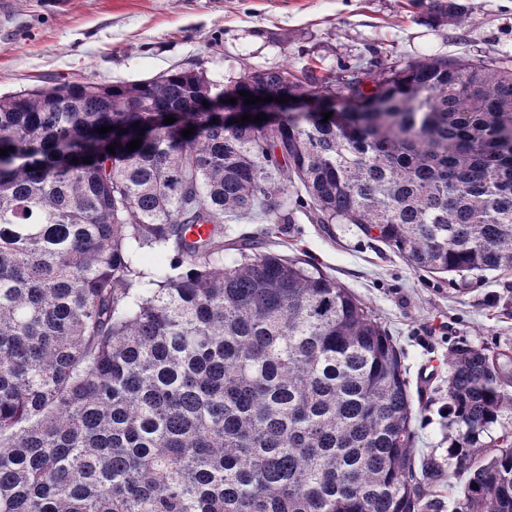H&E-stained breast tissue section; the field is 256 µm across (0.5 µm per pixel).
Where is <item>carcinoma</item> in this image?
<instances>
[{
    "label": "carcinoma",
    "mask_w": 512,
    "mask_h": 512,
    "mask_svg": "<svg viewBox=\"0 0 512 512\" xmlns=\"http://www.w3.org/2000/svg\"><path fill=\"white\" fill-rule=\"evenodd\" d=\"M417 7L433 28L463 10ZM241 91L289 101L241 123ZM0 149V512L434 510L375 313L248 239L224 265V225L305 214L429 274L512 271V64L60 79L0 96ZM448 366L464 512H512V436L474 446L512 408V356Z\"/></svg>",
    "instance_id": "carcinoma-1"
}]
</instances>
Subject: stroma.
I'll return each instance as SVG.
<instances>
[{"label":"stroma","instance_id":"stroma-1","mask_svg":"<svg viewBox=\"0 0 512 512\" xmlns=\"http://www.w3.org/2000/svg\"><path fill=\"white\" fill-rule=\"evenodd\" d=\"M459 24H421L412 0H0V96L56 77L134 82L176 68L227 83L241 69L311 64L323 73L367 62L429 56L512 60V0H459ZM320 266L369 306L392 336L413 401L422 456L441 465L434 512H461L464 484L452 448L448 355L468 345L512 350V272L432 275L414 269L352 224L224 227V261L236 241Z\"/></svg>","mask_w":512,"mask_h":512}]
</instances>
